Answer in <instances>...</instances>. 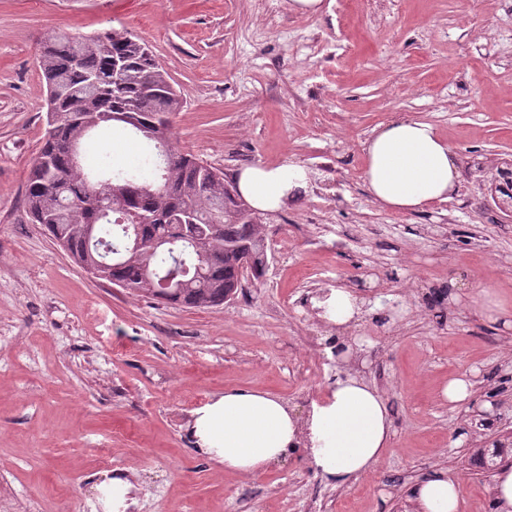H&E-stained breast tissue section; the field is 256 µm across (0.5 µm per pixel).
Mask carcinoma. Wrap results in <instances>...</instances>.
Masks as SVG:
<instances>
[{"instance_id": "carcinoma-1", "label": "carcinoma", "mask_w": 512, "mask_h": 512, "mask_svg": "<svg viewBox=\"0 0 512 512\" xmlns=\"http://www.w3.org/2000/svg\"><path fill=\"white\" fill-rule=\"evenodd\" d=\"M39 66L47 87V129L25 180L23 204L32 222L65 240L71 258L90 265L107 260L98 280L163 304L219 306L241 288L242 264L251 265L253 277L262 275L267 259L262 225L243 210L239 195L230 193L224 172L176 146L171 116L181 111L182 100L145 44L116 31L95 38L56 35L41 46ZM90 112L116 115L104 128L123 131L142 144L144 155L157 157L154 166L135 173L101 166L97 174L105 179L142 186L121 201L88 196L90 174L74 163L91 136L83 130ZM160 128L167 133L163 144L148 137ZM218 199L224 213L216 218ZM89 224L112 246L109 257L85 239ZM179 261L192 272L202 269L188 287L157 290L146 281V270L156 272L157 282ZM501 448H475L470 459L490 470L503 460Z\"/></svg>"}]
</instances>
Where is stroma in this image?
<instances>
[{
    "label": "stroma",
    "instance_id": "stroma-1",
    "mask_svg": "<svg viewBox=\"0 0 512 512\" xmlns=\"http://www.w3.org/2000/svg\"><path fill=\"white\" fill-rule=\"evenodd\" d=\"M114 29L146 44L183 107L176 145L227 176L290 162L306 193L260 217L267 263L233 301L175 308L90 277L26 213L45 134L38 49L61 32ZM430 123L459 158L452 199L416 213L378 206L363 147L381 124ZM105 134L87 160L137 167ZM512 164V0H0V512H103V475L132 485L128 512H398L408 486L445 468L465 512H491L494 477L470 451L512 431V217L487 199ZM333 288L363 302L344 333L358 376L383 393L394 436L350 488L295 451L256 478L193 449L195 409L259 388L297 413L340 366L311 304ZM476 383L451 404L438 387Z\"/></svg>",
    "mask_w": 512,
    "mask_h": 512
}]
</instances>
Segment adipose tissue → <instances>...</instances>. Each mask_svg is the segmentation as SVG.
Listing matches in <instances>:
<instances>
[{"mask_svg":"<svg viewBox=\"0 0 512 512\" xmlns=\"http://www.w3.org/2000/svg\"><path fill=\"white\" fill-rule=\"evenodd\" d=\"M364 181L372 198L397 212H419L457 191L458 156L428 123L400 119L376 127L366 140ZM235 182L253 210L279 211L308 186L304 166H247ZM314 305L329 324L351 325L362 303L339 288ZM200 453L226 471L257 476L305 448L315 472L333 488L373 470L391 447L393 425L382 393L354 376L336 379L322 403L299 419L278 397L255 388L225 390L193 412ZM414 512H460L457 478L432 471L407 490Z\"/></svg>","mask_w":512,"mask_h":512,"instance_id":"1","label":"adipose tissue"}]
</instances>
